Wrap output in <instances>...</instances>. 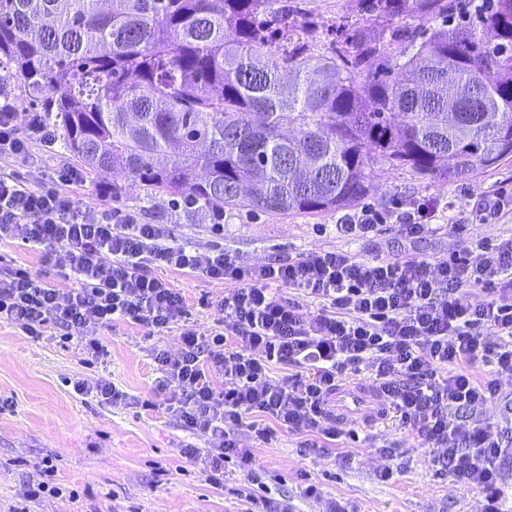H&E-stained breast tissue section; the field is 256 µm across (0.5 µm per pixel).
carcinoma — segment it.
Instances as JSON below:
<instances>
[{
	"mask_svg": "<svg viewBox=\"0 0 512 512\" xmlns=\"http://www.w3.org/2000/svg\"><path fill=\"white\" fill-rule=\"evenodd\" d=\"M351 12L324 23L305 0H0V70L88 174L119 165L216 215L349 207L372 158L448 180L512 158V0H468L457 16L448 0H352ZM321 28L332 39L317 55Z\"/></svg>",
	"mask_w": 512,
	"mask_h": 512,
	"instance_id": "carcinoma-1",
	"label": "carcinoma"
}]
</instances>
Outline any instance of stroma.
<instances>
[{"instance_id":"1","label":"stroma","mask_w":512,"mask_h":512,"mask_svg":"<svg viewBox=\"0 0 512 512\" xmlns=\"http://www.w3.org/2000/svg\"><path fill=\"white\" fill-rule=\"evenodd\" d=\"M77 161L59 147L31 139L23 159H0V173L30 186L55 183L59 172ZM512 189V159L454 181L421 176L382 162L372 165L360 207L383 213L423 200L439 202L432 229L419 238L402 237L395 225L380 226L370 238L348 240L336 232L339 211L314 215H275L228 210L223 234L211 230V212L172 201L164 193L146 195L142 187L115 170L105 177H83L66 193L81 206L138 215L158 225L165 238L206 250L221 246L244 266H258L320 249H345L361 258H399L414 254L444 257L465 242L496 241L512 236V208L487 224L469 225L466 237L449 224L469 215L479 200L499 189ZM0 254L59 288L74 287L41 251L14 238L0 244ZM152 274L183 292L187 307L181 329L204 331L220 318L218 309L234 283L210 280L190 271L152 267ZM207 306H200V299ZM107 353L87 364L80 339L61 342L54 331L32 339L15 325L0 322V506L19 500L43 459L58 458L56 482L63 493L32 503L33 512H245L250 484L227 464L223 485L207 481L189 448L206 445L204 436L183 427L160 390L161 375L153 348L180 349L175 332L150 338L142 328L122 322L102 330ZM75 379L105 380L126 392L125 403L113 406L91 395H76ZM366 440L345 439L304 448L288 429H277L257 455L260 476L271 497L287 500L292 512H323L328 499L348 504L353 512H483L482 494L438 474L430 450L400 420L386 419L367 430ZM395 473L383 482L385 469ZM317 485L322 499L303 494Z\"/></svg>"}]
</instances>
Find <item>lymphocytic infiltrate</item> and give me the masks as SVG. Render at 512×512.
I'll return each mask as SVG.
<instances>
[{"label":"lymphocytic infiltrate","instance_id":"f902f5d3","mask_svg":"<svg viewBox=\"0 0 512 512\" xmlns=\"http://www.w3.org/2000/svg\"><path fill=\"white\" fill-rule=\"evenodd\" d=\"M34 134L54 140L39 126L23 134L14 105L0 101L1 157H25ZM18 232L76 285L57 288L0 263V321L32 338L49 329L85 337L95 360L106 353L98 334L114 322L163 336L184 315L183 294L145 272V263L234 283L213 328L182 333L178 355L154 352L176 415L208 439L207 448L187 454L206 457L213 484L232 458L256 477L254 449L230 438L226 424L247 425L258 443L271 441L279 426L303 435L307 448L336 440L342 431L326 414L327 400L366 372L383 404L433 447V465L483 495L484 512H503L512 499V473L503 467L512 437L483 417L498 376H512V237L435 260L323 249L247 267L223 249L163 240L157 225L137 215L81 208L56 188L0 174V242ZM470 286L487 290V299L470 304L463 293ZM490 334L501 344L488 345ZM275 364L297 372L276 380ZM484 364L493 378L477 377Z\"/></svg>","mask_w":512,"mask_h":512}]
</instances>
